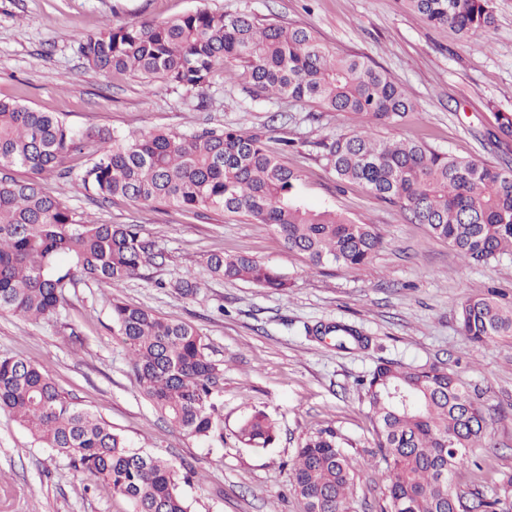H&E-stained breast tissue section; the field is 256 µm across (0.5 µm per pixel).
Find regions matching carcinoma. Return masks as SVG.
Wrapping results in <instances>:
<instances>
[{
	"label": "carcinoma",
	"instance_id": "cac0c4a2",
	"mask_svg": "<svg viewBox=\"0 0 512 512\" xmlns=\"http://www.w3.org/2000/svg\"><path fill=\"white\" fill-rule=\"evenodd\" d=\"M404 3L434 27L465 37L493 23L491 0ZM78 52L97 71L159 78L198 92L222 73L256 99L313 101L327 112L356 115L359 129L320 143L338 183H361L399 205L466 263L512 256V167L461 159L422 142L376 138L374 127L414 114L411 98L365 57L338 54L305 27L200 9L161 23L108 22L80 36ZM75 154L88 157L76 173L66 166ZM19 170L28 177H16ZM54 172L75 176L102 203L221 210L268 224L312 269L361 268L383 246L373 225L307 206L300 172L256 133L210 128L126 137L94 126L75 129L53 112L0 99V313L49 319L77 281L120 288L163 258L141 224H89L76 216L39 181ZM207 264L226 280L289 288L277 271L249 256L212 254ZM109 303L135 379L154 408L182 433L216 434L211 398L221 370L196 328L114 297ZM458 323L461 335L476 344L512 338V300L493 289L471 296L461 304ZM360 386L385 464L387 512H512V478L489 496L479 489L465 496L452 486L453 472L469 463L488 429L482 404L456 372L383 362ZM0 410L40 447L106 481L131 512H189L167 460L130 447L20 356L0 358ZM236 437L246 447L265 448L276 439L274 422L255 411ZM359 468L336 432L324 430L299 444L289 482L304 512H355Z\"/></svg>",
	"mask_w": 512,
	"mask_h": 512
}]
</instances>
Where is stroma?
<instances>
[{"label": "stroma", "instance_id": "35a3bbf8", "mask_svg": "<svg viewBox=\"0 0 512 512\" xmlns=\"http://www.w3.org/2000/svg\"><path fill=\"white\" fill-rule=\"evenodd\" d=\"M208 9L312 29L339 53L369 57L403 85L416 106L405 122L377 128L384 140L426 143L463 159L512 164V140L497 139L496 115L512 113V0H493L495 24L468 42L431 26L403 0H0V99L55 112L75 128L105 127L131 136L162 129L191 134L205 127L261 132L267 146L303 175L309 206L334 208L374 225L384 246L360 270L310 269L267 224L234 214L187 212L167 205L101 204L72 179L44 176L46 191L85 219L140 224L165 255L160 268L116 289V297L192 324L219 361L213 396L223 438L186 436L141 394L127 350L113 334L104 288L91 280L68 290L57 316L37 322L0 313V356L18 355L49 375L72 402L103 417L129 445L189 463L179 479L190 512H303L289 470L298 444L336 430L361 463L357 512L386 504L368 404L357 382L382 362L436 364L459 373L489 414L474 465L453 477L457 492L491 491L512 476V339L473 345L457 331L467 297L512 291V256L463 263L448 243L411 223L399 206L359 184H341L319 143L357 129L351 115L311 102L253 99L236 80L216 77L204 92L86 65L80 35L103 23L163 22ZM246 254L275 267L288 292L213 276L211 254ZM192 278L196 297L175 281ZM342 324L363 344L337 348L312 328ZM265 412L277 434L266 448L235 437L242 419ZM103 482L67 457L39 447L0 410V512H128Z\"/></svg>", "mask_w": 512, "mask_h": 512}]
</instances>
